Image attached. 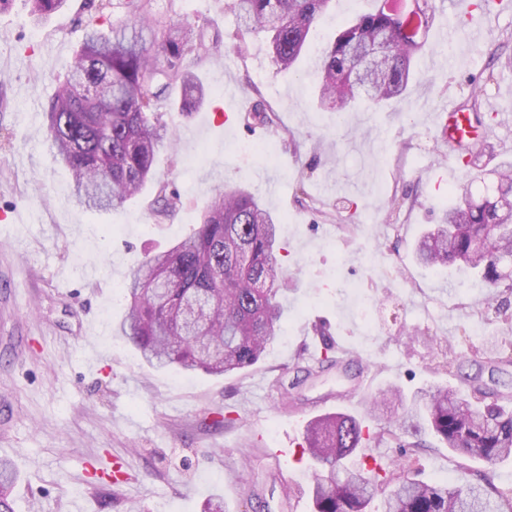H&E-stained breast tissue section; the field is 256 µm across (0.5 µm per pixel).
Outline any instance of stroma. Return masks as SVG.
I'll return each mask as SVG.
<instances>
[{"instance_id": "obj_1", "label": "stroma", "mask_w": 512, "mask_h": 512, "mask_svg": "<svg viewBox=\"0 0 512 512\" xmlns=\"http://www.w3.org/2000/svg\"><path fill=\"white\" fill-rule=\"evenodd\" d=\"M231 2L154 0V15L207 29L209 55L190 68L213 92L193 112L175 91L158 104L165 141L154 183L101 214L72 202L45 112L88 19L104 16L109 31L127 20L126 0H69L41 22L28 0L0 12V456L19 475L16 512H72L76 503L84 512H200L214 495L228 512H312L300 452L309 420L355 416L380 439L345 467L375 460L392 471L402 455L391 436L396 411L370 409L383 390L448 385L512 399V289L498 291L503 314L481 323V289L413 259L455 197L434 172L436 107L452 97L478 111L483 172L512 161V14L471 0L492 36L459 58L450 0H439L408 97L378 104L363 92L339 114L318 100L311 55L280 70L264 34L239 30ZM376 6L333 0L312 46ZM488 98L498 112H487ZM259 103L264 124L250 113ZM242 143L262 151L243 155ZM227 181L262 193L282 222V335L258 364L230 375L150 368L114 335L121 288L148 255L194 232ZM162 184L178 198L170 220L154 215ZM318 323L327 337L314 333ZM329 342L352 362L325 365ZM492 347L493 362L484 357ZM422 441L416 479L458 478V458L433 436Z\"/></svg>"}]
</instances>
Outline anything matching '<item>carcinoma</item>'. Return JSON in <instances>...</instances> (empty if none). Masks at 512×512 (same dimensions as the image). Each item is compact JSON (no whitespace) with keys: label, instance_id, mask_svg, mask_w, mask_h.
Wrapping results in <instances>:
<instances>
[{"label":"carcinoma","instance_id":"obj_1","mask_svg":"<svg viewBox=\"0 0 512 512\" xmlns=\"http://www.w3.org/2000/svg\"><path fill=\"white\" fill-rule=\"evenodd\" d=\"M40 20L60 11L66 0H30ZM330 0H236L237 19L269 37L274 62L295 66ZM150 0H127L130 19L105 34L99 19L86 23L82 45L47 109L46 133L56 157L72 175L75 202L89 212H111L139 194L154 177L163 125L156 102L180 90L184 111L192 112L208 88L183 64L202 57L205 34L189 24L165 26L149 19ZM434 6L412 10L398 0L351 19L314 61L322 94L344 112L359 91L376 102L409 93L415 56L426 45ZM164 39L156 45V28ZM383 46L369 80L360 76L353 47ZM156 216L176 211L175 198L159 187ZM280 221L261 197L243 184H226L211 197L195 233L146 257L123 288L125 315L115 334L148 365L184 373L226 375L255 366L278 339L288 291L278 262ZM487 240L477 254L471 243ZM420 266L440 270L453 264L473 276V286L494 300L497 288L512 285V166L485 186L478 200L464 196L445 209L441 223L416 242ZM399 429L410 437L428 431L462 460L496 466L512 458V407L499 401L472 402L453 388L422 389L402 406ZM361 423L343 413L310 420L302 453L314 464L309 495L313 512H512V497L496 490L491 477L424 482L393 478L381 465L343 472V460L362 447ZM17 471L0 459V512H14Z\"/></svg>","mask_w":512,"mask_h":512}]
</instances>
